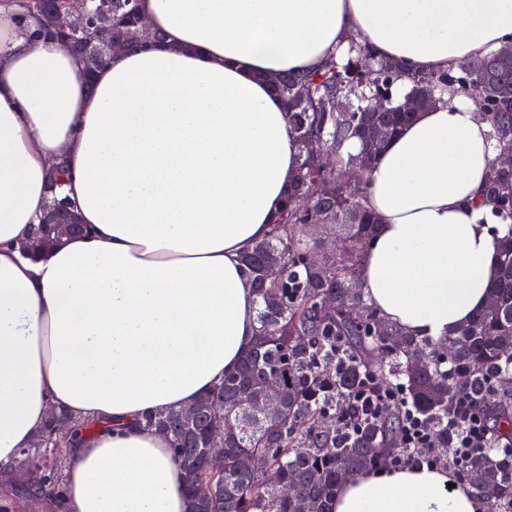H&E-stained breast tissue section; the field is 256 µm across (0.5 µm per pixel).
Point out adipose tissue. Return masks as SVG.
Listing matches in <instances>:
<instances>
[{"instance_id": "obj_1", "label": "adipose tissue", "mask_w": 512, "mask_h": 512, "mask_svg": "<svg viewBox=\"0 0 512 512\" xmlns=\"http://www.w3.org/2000/svg\"><path fill=\"white\" fill-rule=\"evenodd\" d=\"M164 42L73 57L0 8V472L50 407L109 428L66 451L59 512H189L168 438L143 416L192 405L257 329L243 258L282 209L299 146L269 79L362 37L420 71L512 41V0H139ZM471 97L419 112L366 175L376 229L361 286L404 334L452 336L488 300L500 233L477 202L497 156ZM88 234L38 259L49 159ZM427 466L347 478L333 512H482Z\"/></svg>"}]
</instances>
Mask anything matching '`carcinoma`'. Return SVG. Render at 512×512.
Instances as JSON below:
<instances>
[{
  "label": "carcinoma",
  "instance_id": "carcinoma-1",
  "mask_svg": "<svg viewBox=\"0 0 512 512\" xmlns=\"http://www.w3.org/2000/svg\"><path fill=\"white\" fill-rule=\"evenodd\" d=\"M17 15L33 23V38H55L45 6L32 3ZM141 18L137 0H110L89 14L86 32L74 37L68 52L79 64L89 44L102 50L113 37L128 40L131 49L138 50ZM279 78L272 86L285 102L299 144L309 136L322 139L334 151L336 166L320 167L301 150L288 203L268 236L246 255L258 327L239 366L195 402L192 423L183 421L179 410L143 418L146 427L170 439L174 460L186 475L190 512H331L346 478L396 451L398 415L361 418L354 406L370 379L402 382L420 413L431 419L455 399L457 378L475 390L492 379L498 388L477 404L488 410L494 434L512 440V377L498 374L500 364L512 361V232L500 242L499 274L490 290L494 304L444 340L406 336L380 318L362 292L363 258L376 217L364 203L365 181L350 185L340 179L349 165L359 164L367 172L388 142L413 120L415 113L393 102L391 90L399 80L409 83L408 98L430 90V108L460 94L470 96L491 125L497 152L512 150V61L493 51L458 72L419 73L378 57L366 42L351 36L346 49L329 55L319 68ZM298 86L306 90L303 99L296 96ZM371 121L386 127L384 139H369ZM351 140L361 144L356 154L345 149ZM323 185L328 187L324 194ZM308 191L314 199L306 210L300 197ZM482 203L490 207L494 221L512 225V169L492 167ZM305 224L325 225L336 242V250L327 252L319 264L307 259L314 243L303 234ZM56 237L49 227L39 245L30 240L22 247L37 257L59 246ZM271 292L279 299L274 309L266 305ZM326 298L335 306L325 313ZM417 353L427 355L419 367L412 362ZM272 379L288 391L284 417L267 420L257 414L244 422L239 393L248 390L254 398L274 404ZM65 418V412L57 411L45 434L21 449V464L32 468L41 499L55 496L63 463L36 449L53 437L52 430ZM221 423L224 471L217 472L207 459L206 443ZM104 424L71 419L64 443L91 435ZM266 467L279 471L282 483L296 487L294 498L281 497L278 487L267 482ZM196 482L212 484L214 495H194L191 486ZM465 482L490 512H512V448H500L493 456L473 455Z\"/></svg>",
  "mask_w": 512,
  "mask_h": 512
}]
</instances>
